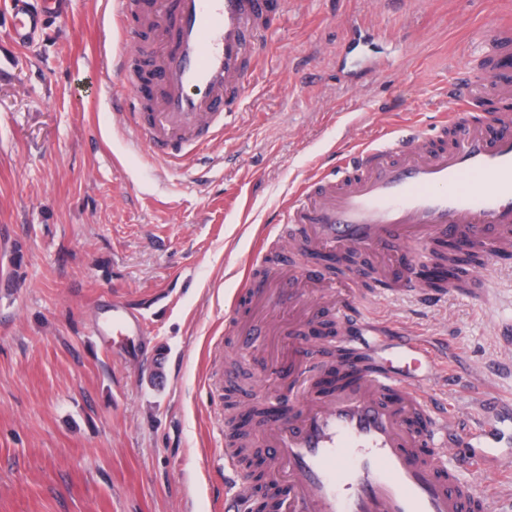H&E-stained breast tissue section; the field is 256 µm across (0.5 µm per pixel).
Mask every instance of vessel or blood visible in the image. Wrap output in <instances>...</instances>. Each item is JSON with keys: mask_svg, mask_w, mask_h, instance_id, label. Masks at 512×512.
Listing matches in <instances>:
<instances>
[{"mask_svg": "<svg viewBox=\"0 0 512 512\" xmlns=\"http://www.w3.org/2000/svg\"><path fill=\"white\" fill-rule=\"evenodd\" d=\"M67 4L10 0L11 43L23 47L44 34L49 19L66 16ZM284 8L285 0H118L114 20L131 41L147 21L163 31V65L151 73L159 107L140 126L154 153L179 162L223 132L221 119L239 111L245 79ZM511 50L512 25L499 24L489 55ZM485 92L496 94L499 109L474 113ZM436 136L442 145L430 151L411 141L361 150L344 170L306 183L283 210L289 236L342 250L439 235L486 254L511 251L512 92L497 69L481 66L459 79ZM427 260L420 249L403 264L398 292H415ZM351 307L346 301L339 310L351 328L339 345L368 358L347 367L335 398L301 406L275 434L270 455L283 470L270 482L278 512H490L495 490L466 474L497 460L455 453L458 417L414 380L433 362L427 347L407 340L397 359L374 354ZM238 456V449L224 451L231 481L221 512H242L251 498Z\"/></svg>", "mask_w": 512, "mask_h": 512, "instance_id": "1", "label": "vessel or blood"}]
</instances>
